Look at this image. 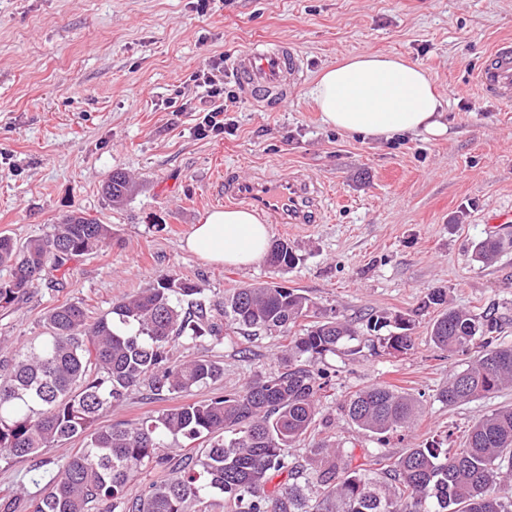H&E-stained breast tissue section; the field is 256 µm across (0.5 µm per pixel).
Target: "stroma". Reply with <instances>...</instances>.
Listing matches in <instances>:
<instances>
[{
	"instance_id": "35a3bbf8",
	"label": "stroma",
	"mask_w": 512,
	"mask_h": 512,
	"mask_svg": "<svg viewBox=\"0 0 512 512\" xmlns=\"http://www.w3.org/2000/svg\"><path fill=\"white\" fill-rule=\"evenodd\" d=\"M512 38V0H0V234L17 243L50 232L73 211L111 225L103 247L71 262L60 288L35 284L24 300L0 307V360L45 332L47 312L82 306L90 319L174 272L213 305L245 284L278 282L352 322L414 316V348L385 354L362 340L353 356L330 354L335 370L310 435L289 448L309 468L321 439L343 445L355 463L381 448L389 459L449 435L459 446L480 415L512 404V389L462 405L438 399L467 357L430 340L429 290L476 314L495 311L500 342L512 345V250L475 261L473 250L501 233L495 218L512 209V105L485 94L476 72L488 51ZM291 44L305 60L302 83L274 110L241 99L227 127L199 138L209 107L197 74L254 43ZM362 52L395 54L431 75L447 104L451 134L395 141L340 134L320 119L311 91L330 64ZM301 174L324 194L318 224L270 225L299 261L285 271L208 263L183 247L212 209L225 169ZM135 186L115 207L103 192L113 172ZM282 341L264 334L180 338L176 356H218L222 380L184 393L192 402L239 390L277 368ZM377 382L417 397L422 412L384 442L357 429L341 407ZM33 460H0V497L23 490Z\"/></svg>"
}]
</instances>
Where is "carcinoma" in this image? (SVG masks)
Listing matches in <instances>:
<instances>
[{"mask_svg":"<svg viewBox=\"0 0 512 512\" xmlns=\"http://www.w3.org/2000/svg\"><path fill=\"white\" fill-rule=\"evenodd\" d=\"M133 184L114 172L105 184L112 205L120 206ZM112 227L74 211L50 234L18 244L0 235V266L10 271L0 283V306L24 297L34 285L107 244ZM512 249V237H487L477 257L487 262ZM270 267L285 271L298 256L285 240L271 245ZM202 293L188 279L169 272L156 285L122 298L95 322L72 303L48 311V335L20 344L0 364V458L25 459L75 437L82 452L64 462L43 461L49 480L44 496L23 502L0 498V512H191L205 494L224 495L229 512H512V405L479 416L462 447L448 451V439L408 448L386 483L368 469L351 467L344 450L331 440L313 449V461L327 467L303 476L285 449L316 425L328 369L314 360L357 340L358 329L335 311L320 312L294 288L248 284L234 289L214 309L183 302ZM443 312L430 327L441 351L464 355L482 341L481 355L439 392L455 406L512 387V345L498 342V319L450 307L446 291L427 294ZM388 354L414 348L411 317L370 318L366 328ZM263 331L287 340L277 371L258 375L234 393L197 400L135 422L104 425L102 418L142 386L157 397L202 388L223 377L224 369L207 355L172 358L176 340L218 337L224 327ZM421 413L419 401L377 383L355 392L344 414L357 428L376 435L410 429ZM184 437L204 439L203 456L171 470L139 498L124 489L147 462L168 460L166 448ZM286 479L274 488L276 476ZM327 494V507L311 504L310 479Z\"/></svg>","mask_w":512,"mask_h":512,"instance_id":"1","label":"carcinoma"}]
</instances>
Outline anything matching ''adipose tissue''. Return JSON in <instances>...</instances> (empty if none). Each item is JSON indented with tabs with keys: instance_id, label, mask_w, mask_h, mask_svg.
I'll use <instances>...</instances> for the list:
<instances>
[{
	"instance_id": "adipose-tissue-1",
	"label": "adipose tissue",
	"mask_w": 512,
	"mask_h": 512,
	"mask_svg": "<svg viewBox=\"0 0 512 512\" xmlns=\"http://www.w3.org/2000/svg\"><path fill=\"white\" fill-rule=\"evenodd\" d=\"M323 122L366 138L390 140L448 134L443 103L419 65L365 52L321 73L312 90ZM267 224L244 209H215L194 225L186 248L213 264L247 267L266 257Z\"/></svg>"
}]
</instances>
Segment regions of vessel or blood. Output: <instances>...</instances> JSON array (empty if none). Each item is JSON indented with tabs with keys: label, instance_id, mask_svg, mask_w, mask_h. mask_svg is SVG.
Instances as JSON below:
<instances>
[{
	"label": "vessel or blood",
	"instance_id": "obj_1",
	"mask_svg": "<svg viewBox=\"0 0 512 512\" xmlns=\"http://www.w3.org/2000/svg\"><path fill=\"white\" fill-rule=\"evenodd\" d=\"M233 73L243 96L256 104L273 107L284 103L292 88L304 78L302 56L284 42L259 43L240 50ZM482 90L512 103V41L496 44L478 73ZM224 203L242 206L271 224H318L323 220V196L308 178L290 175L269 179L259 175L224 174Z\"/></svg>",
	"mask_w": 512,
	"mask_h": 512
}]
</instances>
